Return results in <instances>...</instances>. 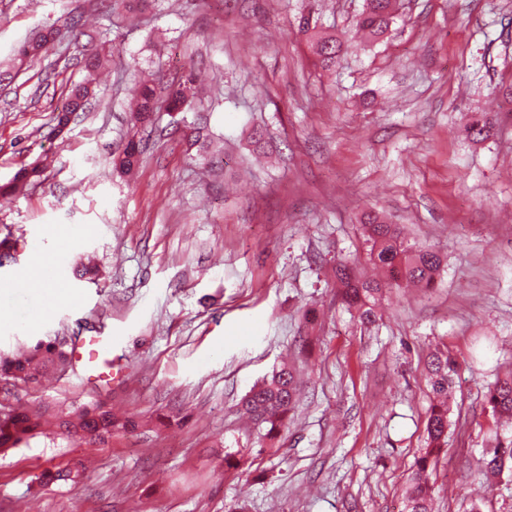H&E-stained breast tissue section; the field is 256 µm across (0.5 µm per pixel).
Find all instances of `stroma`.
I'll return each instance as SVG.
<instances>
[{
	"label": "stroma",
	"instance_id": "obj_1",
	"mask_svg": "<svg viewBox=\"0 0 512 512\" xmlns=\"http://www.w3.org/2000/svg\"><path fill=\"white\" fill-rule=\"evenodd\" d=\"M364 0H0V354L49 337L107 336L114 381L80 366L13 387L0 406L74 414L98 402L134 430L94 446L68 438L0 452V512H404L430 404L435 345L460 364L435 512H512V480L479 459L512 424L493 419L489 382L512 367V0H398L387 37L362 43ZM318 11L344 44L313 64L298 31ZM56 39L32 62L17 47ZM99 55L87 74L84 62ZM151 75L150 122L133 124ZM204 87L166 107L187 75ZM90 81L64 133L55 115ZM490 113V138L466 133ZM267 132L263 158L253 128ZM146 148L132 173L112 159ZM432 246L438 288H391L366 327L336 295L338 261L365 259L366 209ZM74 303L22 280L40 257ZM93 261L97 282L74 278ZM302 380L274 447L240 413L282 363ZM233 453L225 465V453ZM48 469L71 482L44 483Z\"/></svg>",
	"mask_w": 512,
	"mask_h": 512
}]
</instances>
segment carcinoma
<instances>
[{
	"label": "carcinoma",
	"mask_w": 512,
	"mask_h": 512,
	"mask_svg": "<svg viewBox=\"0 0 512 512\" xmlns=\"http://www.w3.org/2000/svg\"><path fill=\"white\" fill-rule=\"evenodd\" d=\"M395 0H364L361 13L355 23L356 30L369 41H378L388 34L394 20ZM298 30L306 36L317 55V65L323 70L336 67L343 51V44L336 36L323 31L312 17H302ZM55 39V30L48 28L23 44L18 53L23 58H36ZM194 78L188 84L169 90L167 107L180 110L187 102ZM91 89L80 85L72 90L66 105L55 116V130L61 134L77 113L84 111ZM155 90L144 83L137 91L135 122L144 123L155 111ZM492 122L484 113L472 118L467 126L469 137L484 141L490 136ZM141 141L128 140L115 165L124 172L130 171L142 155ZM364 236L369 247V261L384 272V278L365 276L358 265L350 261L336 263L335 277L338 295L359 322L366 326L379 320L378 304L388 288H406L411 285L433 288L443 268L444 257L435 249L405 242L397 224H388L375 211L363 216ZM71 365L68 350L57 339L39 340L15 355L0 356V381L16 385L27 383L36 374L49 368L64 369ZM458 362L448 352L439 348L427 358L428 385L432 402L427 411L426 444L417 458L406 493L405 512H432L433 473L439 453L448 441L449 412L448 393L458 376ZM298 394V381L293 370L283 366L255 386L242 402L243 410L260 428L263 437L273 440L280 436L294 409ZM486 404L497 417L512 418V371L497 376L485 393ZM45 413L10 408L0 411V451L19 448L43 433ZM135 426L127 420L123 423L100 404H90L73 419L56 418L55 427L68 436H78L91 443L103 441L112 430ZM480 470L486 475L500 477L505 470L512 471V439L500 441L482 458Z\"/></svg>",
	"instance_id": "cac0c4a2"
}]
</instances>
